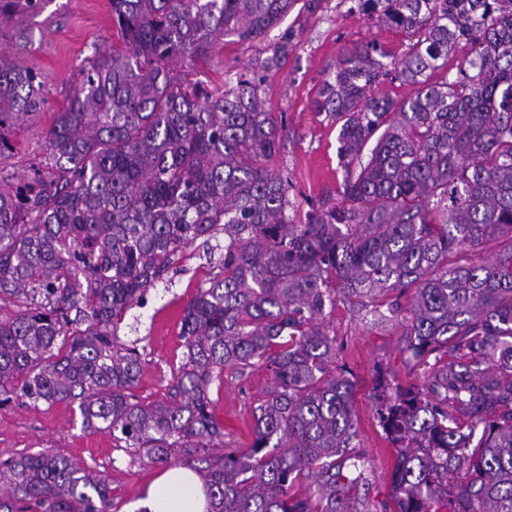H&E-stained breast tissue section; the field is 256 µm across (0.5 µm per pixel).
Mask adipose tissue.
Segmentation results:
<instances>
[{
    "label": "adipose tissue",
    "mask_w": 512,
    "mask_h": 512,
    "mask_svg": "<svg viewBox=\"0 0 512 512\" xmlns=\"http://www.w3.org/2000/svg\"><path fill=\"white\" fill-rule=\"evenodd\" d=\"M143 512H206L207 501L197 475L173 467L159 475L141 501Z\"/></svg>",
    "instance_id": "ef3b65f1"
}]
</instances>
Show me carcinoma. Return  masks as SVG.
<instances>
[{"label":"carcinoma","mask_w":512,"mask_h":512,"mask_svg":"<svg viewBox=\"0 0 512 512\" xmlns=\"http://www.w3.org/2000/svg\"><path fill=\"white\" fill-rule=\"evenodd\" d=\"M297 2L110 0L117 42L86 59L45 133L51 163L0 176V405L78 402L82 426L128 453L181 456L208 512H353L340 477L362 462L354 383L329 374L336 333L320 319L341 301L379 325L403 299L422 384L390 395L379 376L395 512H512V0H358L409 43L396 59L373 43L339 56L313 106L340 124L342 206L313 204L302 224L270 167L283 127L262 78L210 92L172 73L224 36H263ZM292 48L283 35L261 69ZM389 77L415 93L374 95ZM42 102L43 81L1 48L0 157ZM219 226V272L181 319L177 390L143 403L140 355L118 326ZM257 363L275 384L253 441L215 457L209 388ZM0 481V512L114 507L106 475L49 450L1 462Z\"/></svg>","instance_id":"obj_1"}]
</instances>
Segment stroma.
I'll return each mask as SVG.
<instances>
[{
  "label": "stroma",
  "instance_id": "35a3bbf8",
  "mask_svg": "<svg viewBox=\"0 0 512 512\" xmlns=\"http://www.w3.org/2000/svg\"><path fill=\"white\" fill-rule=\"evenodd\" d=\"M357 4L317 0L311 10L305 0H298L264 36L251 41L227 36L214 45L208 61L182 60L174 66L178 78L209 91L219 89L226 73L255 70L282 35L291 36L295 47L287 61L263 74L262 97L284 127L270 165L287 176L289 197L302 213L312 204L341 201L339 128L312 107L324 81L333 78L340 54L346 47L373 41L398 54L405 48L401 32L362 15ZM115 39L110 0H39L36 9L14 12L0 24V48L39 74L46 94L45 104L15 133L13 153L0 157L1 173L20 175L45 160L44 134L64 107L81 64L95 47L111 46ZM209 246L199 240L178 254L150 289L146 305L132 307L119 325L120 343L136 344L141 354L143 370L135 394L143 402L169 400L176 388L184 353L183 310L214 273ZM326 322L341 346L330 371L356 383L355 444L365 455V472L351 491L353 505L357 512H390L397 451L377 419L378 374L390 373L405 386L416 381L404 350L402 316L392 314L385 326L371 328L361 314L340 303L327 313ZM273 386L271 371L261 364L242 373L225 369L223 383L211 385L209 398L224 424V452L251 444L252 410ZM45 450L107 475L117 512H141L139 500L163 469L119 449L109 431L83 429L77 404L33 405L15 399L0 407V460Z\"/></svg>",
  "mask_w": 512,
  "mask_h": 512
}]
</instances>
